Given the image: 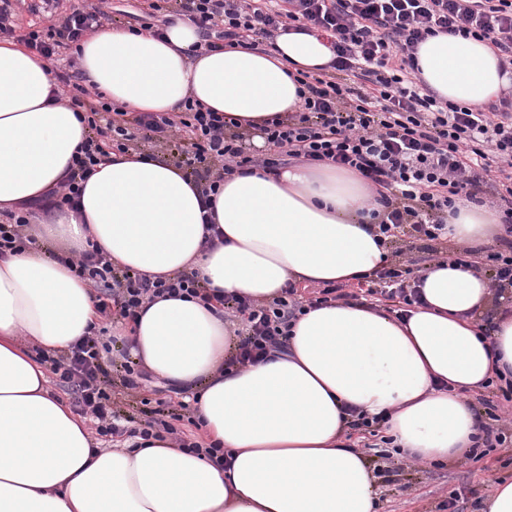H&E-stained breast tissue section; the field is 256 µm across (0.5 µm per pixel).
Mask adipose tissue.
I'll list each match as a JSON object with an SVG mask.
<instances>
[{"label": "adipose tissue", "instance_id": "1", "mask_svg": "<svg viewBox=\"0 0 512 512\" xmlns=\"http://www.w3.org/2000/svg\"><path fill=\"white\" fill-rule=\"evenodd\" d=\"M198 29L172 20L164 38L115 28L88 34L76 54L88 84L130 112H173L193 98L242 127L297 111L289 73L328 67L326 39L288 32L275 48L193 54ZM439 96L481 106L512 85L487 42L439 34L416 51ZM47 60L0 41V212L57 188L85 137L55 102ZM374 195L358 173L330 165L254 170L225 179L208 247L198 191L183 169L117 154L85 183L79 210L32 220V245L0 257V512H373L374 475L344 443L348 411L382 417L402 452L446 461L473 445L478 420L464 400L494 373H512V312L491 335L473 317L487 277L429 263L424 302L401 321L360 303H331L292 325L267 361L225 371L237 339L221 296L269 300L287 284L353 283L389 254L370 229ZM448 235L489 240L495 212L458 200ZM99 250L148 276L197 273L214 303L146 301L123 335L154 376L197 392L206 444L226 464L149 438L94 448L89 427L47 385L28 350L64 352L99 321L92 290L54 259L57 247Z\"/></svg>", "mask_w": 512, "mask_h": 512}]
</instances>
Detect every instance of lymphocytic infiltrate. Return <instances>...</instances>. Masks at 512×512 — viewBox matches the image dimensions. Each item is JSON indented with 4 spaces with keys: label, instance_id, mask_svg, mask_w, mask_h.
Here are the masks:
<instances>
[{
    "label": "lymphocytic infiltrate",
    "instance_id": "obj_1",
    "mask_svg": "<svg viewBox=\"0 0 512 512\" xmlns=\"http://www.w3.org/2000/svg\"><path fill=\"white\" fill-rule=\"evenodd\" d=\"M202 35V47L250 50L274 43L283 32L326 36L335 53L329 69L300 73L299 111L275 117L262 127L268 157L245 154L249 133L222 113L194 100L179 112L131 115L124 108L72 96L87 128L80 144L63 203L78 198L82 184L110 152L167 147L178 166L201 188V206L210 208L225 176L260 165L276 171L286 160L331 164L356 171L377 194L380 243L391 257L354 284L325 283L307 302L297 301L296 286L282 289L266 304L238 297L224 300V315L241 319L246 334L236 362H256L281 350L288 329L304 306L370 297L406 317L420 300L413 276L422 260L444 259L485 273L494 287L493 306H512V250L467 248L448 237V210L456 196L476 199L486 182H494L491 203L512 237V88L498 102L468 107L441 98L424 83L415 51L426 37L439 33L485 41L499 56L501 71L512 70V0H175ZM108 15L100 7L73 9L60 25L32 30L22 40L47 61L102 29ZM78 277L98 292L96 308L107 318L132 320L144 301L188 295L203 302L212 297L193 277L151 280L113 268L96 251L74 264ZM111 348L98 338L80 339L63 358L39 353L50 362L59 383L73 396L77 412L91 415L96 432L119 434L112 407L117 394L105 375ZM489 395L479 405L490 419L467 457L477 461L491 451L512 447V417L496 424L501 403L512 404V377L488 381Z\"/></svg>",
    "mask_w": 512,
    "mask_h": 512
}]
</instances>
